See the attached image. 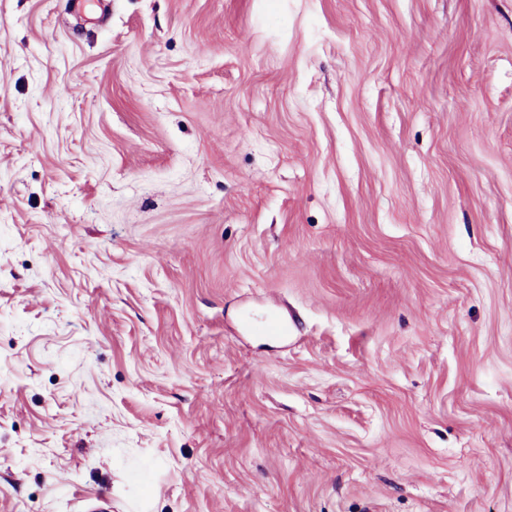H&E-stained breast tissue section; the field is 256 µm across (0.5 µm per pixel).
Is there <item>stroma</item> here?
I'll return each mask as SVG.
<instances>
[{
	"label": "stroma",
	"mask_w": 512,
	"mask_h": 512,
	"mask_svg": "<svg viewBox=\"0 0 512 512\" xmlns=\"http://www.w3.org/2000/svg\"><path fill=\"white\" fill-rule=\"evenodd\" d=\"M101 496L512 512V0H0V512Z\"/></svg>",
	"instance_id": "1"
}]
</instances>
